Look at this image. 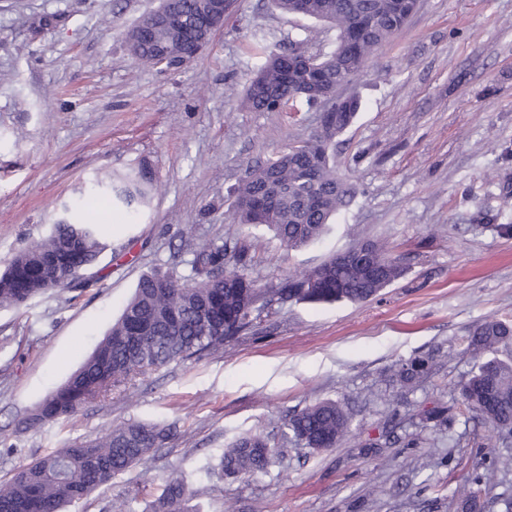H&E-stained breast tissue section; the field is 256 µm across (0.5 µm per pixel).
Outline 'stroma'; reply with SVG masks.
Instances as JSON below:
<instances>
[{"instance_id": "35a3bbf8", "label": "stroma", "mask_w": 512, "mask_h": 512, "mask_svg": "<svg viewBox=\"0 0 512 512\" xmlns=\"http://www.w3.org/2000/svg\"><path fill=\"white\" fill-rule=\"evenodd\" d=\"M158 0H0V270L44 237L61 206L104 170L148 161L159 192L136 221L98 204L111 245L90 285L0 309V481L32 459L131 422L165 425L146 463L116 475L64 512H147L166 482L184 478L196 512H455L453 491L499 440L462 406L458 385L477 367L465 340L487 319L512 320V0H419L344 93L362 109L333 151L357 186L322 237L289 250L262 226L232 223L249 167L307 140L315 112L241 106L268 44L328 49L336 32L235 0L223 28L192 61L164 69L135 59L125 33ZM233 234L245 269L276 288L356 240L386 244L403 275L361 303L274 306L224 350L173 363L78 415L26 430L17 423L95 350L140 276H183L189 244ZM429 355L413 386L389 366ZM323 399L348 403L351 433L314 453L280 443L262 472L225 476L219 459L241 434L281 426ZM419 445L379 438L391 402ZM451 406L441 435L420 423Z\"/></svg>"}]
</instances>
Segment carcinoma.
<instances>
[{
	"label": "carcinoma",
	"mask_w": 512,
	"mask_h": 512,
	"mask_svg": "<svg viewBox=\"0 0 512 512\" xmlns=\"http://www.w3.org/2000/svg\"><path fill=\"white\" fill-rule=\"evenodd\" d=\"M283 13L325 22L336 29L331 49L306 55L291 48L255 43L261 63L248 78L241 105L253 112L322 111L314 134L268 162L249 168L237 187L234 224L264 226L288 249L318 240L336 214L348 206L355 185L341 178L331 162L336 138L353 123L361 102L337 91L351 83L374 52L403 27L417 0H272ZM207 0H162V9L180 16L177 27L151 23L148 17L130 34L132 55L144 62L178 66L198 51V35L210 37L218 26L206 19ZM145 161L124 173L96 175V196L134 218L158 191ZM86 203L66 205L50 233L17 252L0 273V308L19 307L30 299L83 287L85 272L109 247L98 214L84 217ZM182 278L154 270L144 274L119 317L82 366L28 416V427L75 415L87 403L135 377L230 343L265 310L292 301L365 302L403 274L386 246L360 240L318 267L300 273L279 288L257 287L243 272L245 246L232 236L195 247ZM512 344V322L488 319L467 338L464 353L482 359L460 386L462 403L499 434L512 438V364L493 356ZM429 359L401 363L392 378L405 385L425 371ZM424 420L446 428L448 409L434 406ZM347 406L323 400L287 417L283 428L314 451L330 450L350 434ZM169 429L132 423L103 436L39 457L20 467L0 485V512H61L62 507L146 462L162 447ZM273 433L236 439L219 466L230 477L261 472L274 456ZM512 470V455L485 447L483 469L457 491L459 512H481V494ZM192 491L180 478L170 479L151 512H194Z\"/></svg>",
	"instance_id": "1"
}]
</instances>
